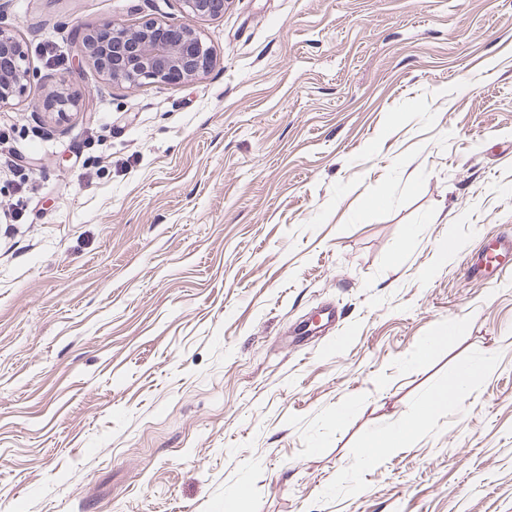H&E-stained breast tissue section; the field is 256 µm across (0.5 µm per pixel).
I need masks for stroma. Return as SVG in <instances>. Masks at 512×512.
I'll use <instances>...</instances> for the list:
<instances>
[{
	"instance_id": "obj_1",
	"label": "stroma",
	"mask_w": 512,
	"mask_h": 512,
	"mask_svg": "<svg viewBox=\"0 0 512 512\" xmlns=\"http://www.w3.org/2000/svg\"><path fill=\"white\" fill-rule=\"evenodd\" d=\"M149 18L214 66L110 85L76 56ZM0 21L34 73L0 108L29 178L14 209L0 165V512H224L241 489L248 512H512V275L463 271L512 230V0H0ZM60 84L63 122L38 107ZM191 17H218L224 12V0H179ZM490 365L481 363L478 365H470L464 371L459 372L454 378V384L450 387L456 395H463L473 382L485 377L489 372ZM447 389H439L429 394L422 403V408L417 413L415 425H411L404 428H397L388 432L382 433L374 437L373 448H377L379 453L386 449L394 448H406L411 442L412 435L417 429V426L421 425L427 417L431 414L434 408L438 407L442 401L446 398Z\"/></svg>"
}]
</instances>
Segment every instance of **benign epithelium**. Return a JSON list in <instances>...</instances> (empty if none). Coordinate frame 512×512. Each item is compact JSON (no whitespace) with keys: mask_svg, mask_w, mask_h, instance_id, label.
I'll list each match as a JSON object with an SVG mask.
<instances>
[{"mask_svg":"<svg viewBox=\"0 0 512 512\" xmlns=\"http://www.w3.org/2000/svg\"><path fill=\"white\" fill-rule=\"evenodd\" d=\"M191 17H218L224 0H180ZM76 55L92 62L106 80L139 85L144 80L191 81L212 66L211 47L188 24L145 19L132 28L108 22L85 34ZM33 73L14 27L0 22V107L26 97ZM43 108L63 118L77 106L67 89L48 91Z\"/></svg>","mask_w":512,"mask_h":512,"instance_id":"1","label":"benign epithelium"}]
</instances>
